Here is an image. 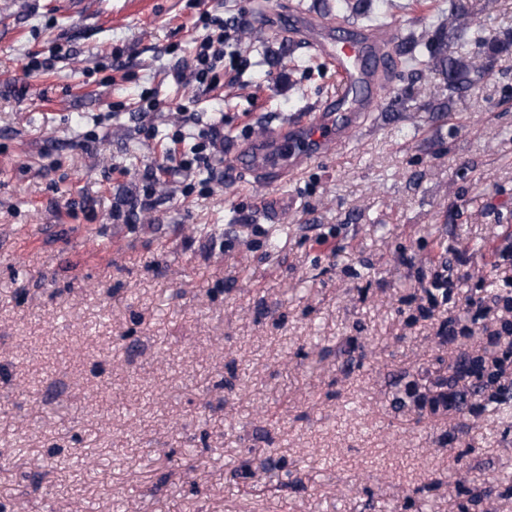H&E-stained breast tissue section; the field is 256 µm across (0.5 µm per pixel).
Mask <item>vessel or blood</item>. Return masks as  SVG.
<instances>
[{
    "mask_svg": "<svg viewBox=\"0 0 512 512\" xmlns=\"http://www.w3.org/2000/svg\"><path fill=\"white\" fill-rule=\"evenodd\" d=\"M283 31L309 37L320 55L335 62L342 91L340 97L322 103L311 119L273 136L266 149L243 148L232 159L233 169L279 179L346 142L349 130L356 127L364 112L363 90L373 89L379 80L388 42L387 36L363 29L337 33L304 16L290 19Z\"/></svg>",
    "mask_w": 512,
    "mask_h": 512,
    "instance_id": "1",
    "label": "vessel or blood"
}]
</instances>
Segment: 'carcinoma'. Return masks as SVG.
<instances>
[{"mask_svg":"<svg viewBox=\"0 0 512 512\" xmlns=\"http://www.w3.org/2000/svg\"><path fill=\"white\" fill-rule=\"evenodd\" d=\"M370 0H345L342 23L348 24L365 18ZM470 0H452L448 18L442 20L434 32L421 39L399 38L394 54L410 72L423 75L424 70L414 67L417 51L424 48L433 68L448 81V92L474 90L491 74L496 56L512 46L506 39L477 52L456 56L449 51L451 42L467 35L472 27ZM341 371L345 374L361 364L363 356H355V347L347 345L340 350ZM438 367L431 370L407 369L392 378L391 407L402 412L406 409L431 414L449 411L479 416L488 404L494 403L500 413L505 430L512 429V336H488L482 350L463 352L447 363L436 360ZM448 487L464 496L460 512H491V504L501 498L512 497V478H493L481 489L466 487L456 478Z\"/></svg>","mask_w":512,"mask_h":512,"instance_id":"obj_1","label":"carcinoma"}]
</instances>
